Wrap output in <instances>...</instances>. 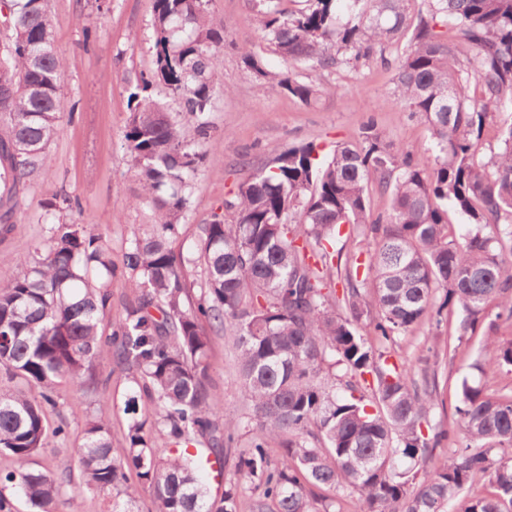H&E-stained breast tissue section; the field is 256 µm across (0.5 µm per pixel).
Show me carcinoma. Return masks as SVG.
Wrapping results in <instances>:
<instances>
[{
	"label": "carcinoma",
	"mask_w": 512,
	"mask_h": 512,
	"mask_svg": "<svg viewBox=\"0 0 512 512\" xmlns=\"http://www.w3.org/2000/svg\"><path fill=\"white\" fill-rule=\"evenodd\" d=\"M208 0H153L155 55L150 74L129 95L124 145L141 193L134 204L153 223L134 235L123 266L84 219L58 221L44 251L22 275L0 285V371L23 386L0 392V453L15 463L6 475L33 512H55L62 486L29 467L65 435L50 427L65 382L95 389V359L109 353L131 372L124 401L128 448H112L103 403L79 448L77 492L110 496L134 468L154 493L155 512H241L237 486L211 501L202 482L204 454L234 461L259 495L251 512H330L322 491L358 494V512H449L477 477L490 491L463 512H512V391L489 394L463 378L456 420L423 431L438 403L436 377L415 379L410 364L389 362L387 345L425 319L459 311L461 336L481 333L483 375L512 366V345L484 325L512 320V0H253L259 38L284 62L310 70L353 68L376 50L403 45L391 101L419 115L431 134L427 155L386 142L369 118L355 143L322 156L309 143L273 150L268 164L246 169L234 200L200 225L195 248L175 251L195 181L211 161L208 114L219 89L226 27ZM0 237L18 223L20 197L46 177V149L63 126L64 58L54 40L46 0H0ZM244 64L268 88L309 104L318 93L288 68L270 71L250 48ZM178 96L182 124L153 95ZM511 111L497 128V150L485 155L487 119ZM390 197L373 215L371 192ZM464 232L451 233L452 218ZM369 245L364 278L345 265L342 295L327 289L340 268L336 239L343 227ZM206 273L192 295L185 270ZM127 278L134 298L112 334L99 316L112 306L110 285ZM443 299L436 302V293ZM375 338L360 332L363 320ZM230 333L249 412L224 414L211 398L207 355L211 336ZM343 374L336 376L333 368ZM154 399L167 436L180 447L153 450L139 400ZM251 434L240 449V433ZM453 435L457 448L433 469L416 465ZM281 450L272 460L271 443ZM134 512L136 489L125 486Z\"/></svg>",
	"instance_id": "obj_1"
}]
</instances>
